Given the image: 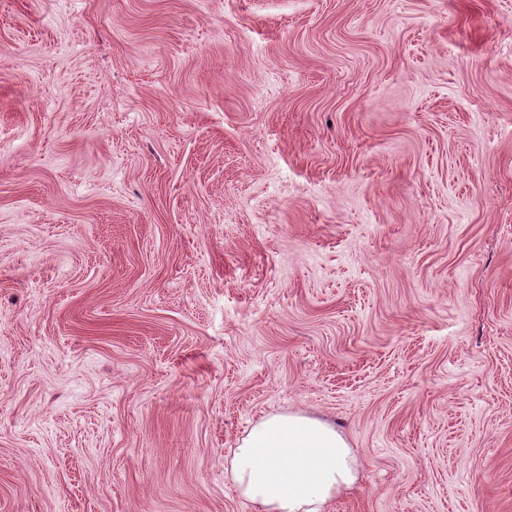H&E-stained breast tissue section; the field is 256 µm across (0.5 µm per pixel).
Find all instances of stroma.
I'll return each mask as SVG.
<instances>
[{"instance_id": "obj_1", "label": "stroma", "mask_w": 512, "mask_h": 512, "mask_svg": "<svg viewBox=\"0 0 512 512\" xmlns=\"http://www.w3.org/2000/svg\"><path fill=\"white\" fill-rule=\"evenodd\" d=\"M512 512V0H0V512ZM231 473L260 512H327L357 482L358 459L335 425L301 412L274 414L240 439Z\"/></svg>"}]
</instances>
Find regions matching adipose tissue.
Masks as SVG:
<instances>
[{"label":"adipose tissue","instance_id":"adipose-tissue-1","mask_svg":"<svg viewBox=\"0 0 512 512\" xmlns=\"http://www.w3.org/2000/svg\"><path fill=\"white\" fill-rule=\"evenodd\" d=\"M231 473L259 512H328L357 482L358 459L335 425L299 412L274 414L240 439Z\"/></svg>","mask_w":512,"mask_h":512}]
</instances>
